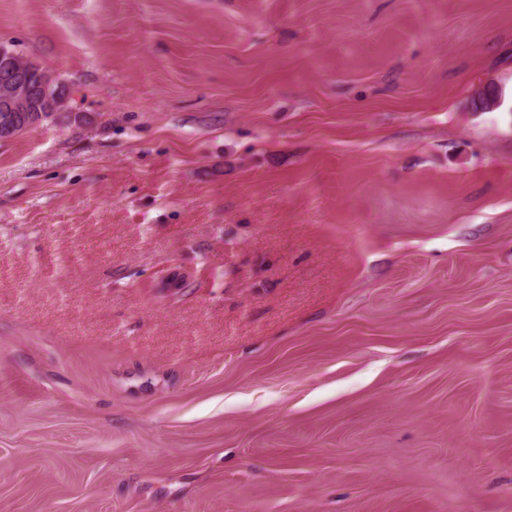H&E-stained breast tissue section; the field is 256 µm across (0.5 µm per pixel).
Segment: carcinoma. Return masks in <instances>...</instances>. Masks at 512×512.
Wrapping results in <instances>:
<instances>
[{
    "label": "carcinoma",
    "mask_w": 512,
    "mask_h": 512,
    "mask_svg": "<svg viewBox=\"0 0 512 512\" xmlns=\"http://www.w3.org/2000/svg\"><path fill=\"white\" fill-rule=\"evenodd\" d=\"M7 66H18L20 68H32L40 73V76L51 84V91L58 92V95H45L44 91H38V98L30 99L29 107L31 112H3L0 110V126L10 124L14 127L16 134L20 135L31 128L39 127L48 122L63 120H80V115L68 112V92L64 83L58 77L42 68L37 63L24 58L12 48L0 44V70Z\"/></svg>",
    "instance_id": "obj_1"
}]
</instances>
